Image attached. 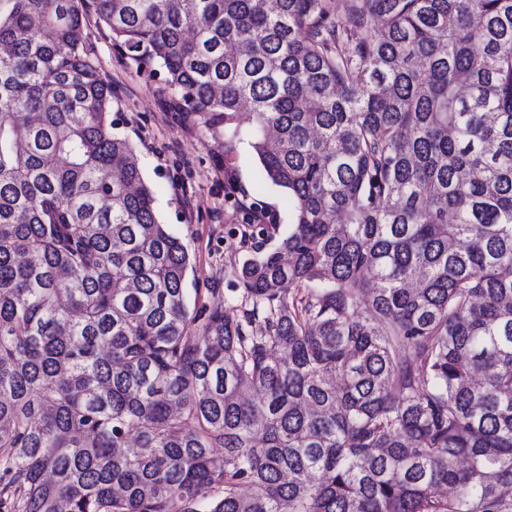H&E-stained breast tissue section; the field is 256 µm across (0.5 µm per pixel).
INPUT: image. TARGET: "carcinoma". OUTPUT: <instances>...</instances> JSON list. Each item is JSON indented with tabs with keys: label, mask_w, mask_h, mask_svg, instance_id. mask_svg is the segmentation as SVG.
Here are the masks:
<instances>
[{
	"label": "carcinoma",
	"mask_w": 512,
	"mask_h": 512,
	"mask_svg": "<svg viewBox=\"0 0 512 512\" xmlns=\"http://www.w3.org/2000/svg\"><path fill=\"white\" fill-rule=\"evenodd\" d=\"M89 5L288 190L238 320L188 304ZM511 486L512 0H0V512H512Z\"/></svg>",
	"instance_id": "cac0c4a2"
}]
</instances>
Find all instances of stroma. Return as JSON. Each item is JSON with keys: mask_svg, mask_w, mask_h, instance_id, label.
Wrapping results in <instances>:
<instances>
[{"mask_svg": "<svg viewBox=\"0 0 512 512\" xmlns=\"http://www.w3.org/2000/svg\"><path fill=\"white\" fill-rule=\"evenodd\" d=\"M84 33L112 87L114 131L135 148L162 222L188 247V298L207 303L211 289H218L225 314L237 317L235 271L254 243L272 249L287 235L293 222L287 192L261 180L250 139L225 148L223 132L172 112V94L162 78L138 72L95 15L87 16Z\"/></svg>", "mask_w": 512, "mask_h": 512, "instance_id": "obj_1", "label": "stroma"}]
</instances>
